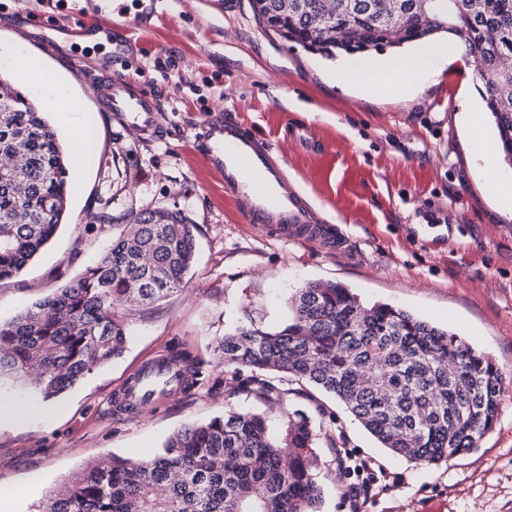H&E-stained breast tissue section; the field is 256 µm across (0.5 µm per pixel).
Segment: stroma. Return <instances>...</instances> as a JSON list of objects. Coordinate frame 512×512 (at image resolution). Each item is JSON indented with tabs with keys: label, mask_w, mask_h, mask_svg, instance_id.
<instances>
[{
	"label": "stroma",
	"mask_w": 512,
	"mask_h": 512,
	"mask_svg": "<svg viewBox=\"0 0 512 512\" xmlns=\"http://www.w3.org/2000/svg\"><path fill=\"white\" fill-rule=\"evenodd\" d=\"M225 0H0V45L41 58L75 97L83 127L95 136L81 168H70L63 224L21 273L0 280V318L10 319L74 282L110 247L113 217L179 211L197 226L196 260L180 289L127 309L130 343L122 357L95 368L44 401L26 386L0 380V400L31 412L0 428V501L10 512L33 505L83 467L112 457L143 458L178 428L204 423L226 404L262 410L245 397L195 394L124 410L118 390L150 357L181 342L205 371L223 376L219 337L252 318L270 330L288 321L289 299L307 283H338L360 301L400 307L463 336L503 374L493 428L470 452L436 465L392 455L333 397L289 396L288 410L323 406L321 429L342 434L322 447L314 469L322 512H512V218L499 213L494 184L472 172L468 113L485 91L468 57L438 58L398 100H378L344 81L348 54L325 58L268 32L250 0L227 11ZM112 22L134 52L113 59L108 41L67 37L48 50L41 22L71 25L72 13ZM127 75L158 98L156 138L121 126L89 91L88 81ZM315 119H308V112ZM235 113L271 145L288 182L348 241L339 251L290 241L245 221L246 199L205 165L196 144L209 120ZM365 463L363 473L352 463ZM373 481L359 506L351 484Z\"/></svg>",
	"instance_id": "35a3bbf8"
}]
</instances>
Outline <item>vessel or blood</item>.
Masks as SVG:
<instances>
[{
	"mask_svg": "<svg viewBox=\"0 0 512 512\" xmlns=\"http://www.w3.org/2000/svg\"><path fill=\"white\" fill-rule=\"evenodd\" d=\"M89 88L121 123L143 134L156 133L159 105L143 85L114 74L91 79ZM198 147L207 167L226 187L240 191L246 198L247 223L274 231L287 240L340 243L335 226L318 223L289 185L269 145L243 128L234 115L228 113L208 123ZM165 369L158 358L143 363L119 391L124 405L134 410L145 403Z\"/></svg>",
	"mask_w": 512,
	"mask_h": 512,
	"instance_id": "vessel-or-blood-1",
	"label": "vessel or blood"
}]
</instances>
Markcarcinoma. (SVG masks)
Masks as SVG:
<instances>
[{
  "mask_svg": "<svg viewBox=\"0 0 512 512\" xmlns=\"http://www.w3.org/2000/svg\"><path fill=\"white\" fill-rule=\"evenodd\" d=\"M251 0L277 36L313 54L398 47L446 33L458 38L485 85L504 162L512 165V0ZM411 21L401 38L385 19ZM427 17L420 27L417 21ZM0 280L19 274L56 234L68 206V154L48 107L0 73ZM197 225L179 212L144 211L74 283L0 322V378L29 383L50 400L124 352L123 302L150 304L182 285L195 258ZM288 323H244L217 341L228 378L209 387L271 405L308 385L334 397L381 447L416 464L470 451L497 419L500 369L460 335L388 303L366 306L336 283L311 282L291 296ZM165 360L205 380L182 343ZM40 364L37 371L32 363ZM250 375L243 376L244 371ZM319 434L295 410L279 426L266 411L228 408L173 432L146 459L114 457L75 475L36 512H321L312 471Z\"/></svg>",
  "mask_w": 512,
  "mask_h": 512,
  "instance_id": "1",
  "label": "carcinoma"
}]
</instances>
